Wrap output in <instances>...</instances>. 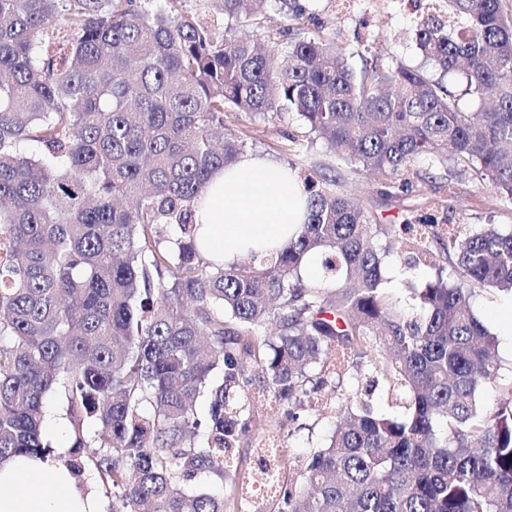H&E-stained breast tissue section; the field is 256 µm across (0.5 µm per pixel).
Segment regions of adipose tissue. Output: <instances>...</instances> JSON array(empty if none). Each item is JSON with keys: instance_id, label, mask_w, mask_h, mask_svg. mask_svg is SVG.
Returning a JSON list of instances; mask_svg holds the SVG:
<instances>
[{"instance_id": "obj_1", "label": "adipose tissue", "mask_w": 512, "mask_h": 512, "mask_svg": "<svg viewBox=\"0 0 512 512\" xmlns=\"http://www.w3.org/2000/svg\"><path fill=\"white\" fill-rule=\"evenodd\" d=\"M306 219V197L286 167L245 156L213 174L195 212L206 250L231 262L247 246L287 243ZM0 512H105L91 488H79L64 460L15 457L0 468Z\"/></svg>"}]
</instances>
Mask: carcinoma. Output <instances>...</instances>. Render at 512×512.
Instances as JSON below:
<instances>
[{"mask_svg": "<svg viewBox=\"0 0 512 512\" xmlns=\"http://www.w3.org/2000/svg\"><path fill=\"white\" fill-rule=\"evenodd\" d=\"M186 2L0 0V468L55 458L43 419L60 394L68 466L80 473L76 454L99 449L113 512H246L241 439L262 435L257 460L269 452L282 469L253 413L251 368L291 422L353 370L356 390L304 481L278 480L264 512H512V378L471 305L478 291L512 293V230L446 236L436 218L405 221L404 264L435 269L405 311L381 288L392 226L338 193L334 175H298L305 223L245 261L206 258L195 224L211 174L246 145L232 111L293 110L344 162L403 193L424 159L512 203V10L447 0L416 19L421 63L357 71L288 0L285 39L264 49L231 21L260 23L268 0H221L222 25ZM56 27L62 56L44 45ZM457 71L459 94L445 82ZM489 91L494 105L459 106ZM310 254L315 282L300 273ZM268 320L271 337L259 333ZM380 384L404 416L373 409ZM199 475L221 487L186 493Z\"/></svg>", "mask_w": 512, "mask_h": 512, "instance_id": "cac0c4a2", "label": "carcinoma"}]
</instances>
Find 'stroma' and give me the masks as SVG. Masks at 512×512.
I'll return each instance as SVG.
<instances>
[{
    "label": "stroma",
    "instance_id": "obj_1",
    "mask_svg": "<svg viewBox=\"0 0 512 512\" xmlns=\"http://www.w3.org/2000/svg\"><path fill=\"white\" fill-rule=\"evenodd\" d=\"M358 9L347 16L338 10V0H299L309 20V29H321L324 36L346 49L353 66L376 60L391 64L398 58L417 59L412 23L413 15L405 12L400 0H356ZM237 125L247 135L245 154L269 159L281 165H294L304 174H312L314 163L334 167L341 172L340 192L363 203L374 222L399 225L410 216L433 218L447 216L452 224L512 225V204H503L488 190L468 177L448 175L429 169L426 176L412 175L413 192L386 197L377 178L353 171L335 156L323 142H308L306 127L292 112L272 118L239 113ZM304 144L297 152L284 151L285 136ZM477 314L499 339L498 357L504 375L512 374V295H479L473 301ZM338 399L331 390H323L318 407L301 411L294 424L283 421L274 402L257 400L254 413L277 427L284 450L282 474L300 479L303 460L310 449L325 445L331 432Z\"/></svg>",
    "mask_w": 512,
    "mask_h": 512
}]
</instances>
